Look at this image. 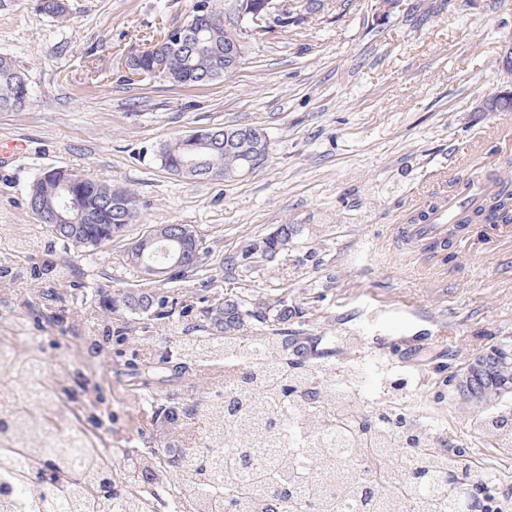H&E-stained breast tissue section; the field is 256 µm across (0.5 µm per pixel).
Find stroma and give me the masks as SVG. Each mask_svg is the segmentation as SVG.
<instances>
[{
    "label": "stroma",
    "mask_w": 512,
    "mask_h": 512,
    "mask_svg": "<svg viewBox=\"0 0 512 512\" xmlns=\"http://www.w3.org/2000/svg\"><path fill=\"white\" fill-rule=\"evenodd\" d=\"M69 15L38 0H0V55L28 74L32 99L0 111V141L26 147L0 158V326L31 337L53 377L76 366L85 337L114 341L92 367L89 389L111 417L101 437L114 462L143 447L150 399L207 400L197 377L139 372L155 349L198 324L202 308L237 296L287 301L292 336L321 339L328 377L356 373L369 410L390 396L393 368L410 416L466 448L484 475H512V447L462 404L450 372L491 345L512 341V224H473L447 250L407 245L397 225L420 201L457 187L469 168L488 175L512 163V110L486 99L512 93L503 66L512 48V0H402L377 18L376 0H346L302 12L287 33L250 42L242 68L223 82L179 87L127 81L124 55L183 22L191 0H68ZM256 126L268 135L266 163L246 177L197 182L171 175L163 144L209 127ZM64 167L118 182L138 213L123 240L77 249L53 238L28 209L43 172ZM190 224L210 252L196 276L159 283L189 306L163 321L118 309L103 316L96 289L146 282L120 256L149 227ZM296 234L274 259L241 268L246 249L280 225ZM359 337L346 348L341 339Z\"/></svg>",
    "instance_id": "stroma-1"
}]
</instances>
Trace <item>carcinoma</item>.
<instances>
[{
    "label": "carcinoma",
    "instance_id": "obj_1",
    "mask_svg": "<svg viewBox=\"0 0 512 512\" xmlns=\"http://www.w3.org/2000/svg\"><path fill=\"white\" fill-rule=\"evenodd\" d=\"M40 9L58 19L68 14L65 0H40ZM201 39L179 52L162 49L166 66L160 78L180 86H198L203 75L212 84L223 81L224 30L206 28ZM130 66L151 78L154 57H134ZM26 85V71L0 56V110L26 108L31 101ZM215 131L216 148L203 151L199 168L214 164L225 174L237 171L242 157L224 150V128ZM190 152L186 137H178L161 148L160 164L172 175L200 180V175L180 172ZM503 174L502 189L457 228L512 224V171ZM70 179L81 209L77 232L52 222L53 212L63 205L58 184ZM127 196L133 193L125 187L95 179L79 182L73 171L62 169L32 182L27 205L54 238L94 249L124 237L136 212H126L116 201ZM172 228L186 239L195 238L196 252L171 278L193 276L201 271L209 246L189 224ZM293 235L294 227L285 225L268 236L269 254L286 249ZM98 296L106 310L139 308L153 321L168 319L172 312L169 297L153 290L112 293L101 287ZM201 315L205 324L198 326L199 334L177 336L174 346L160 348L147 373L157 375L169 366L195 373L215 389L205 402L160 403L151 420L167 429V449L192 435L182 424L185 418L204 426L205 444L183 449L178 460L154 448L134 449L125 456L122 474L114 472L103 441L82 421L84 406L95 405L98 397L88 393L80 372L63 366L46 382L36 372L42 365L36 350L0 356V377L24 381L21 396L0 407V512H158L166 507L157 495L146 500L147 486L158 492L187 490L183 512H225L228 504L234 512H270L275 500L278 512H459L451 477L470 472V456L463 448L448 447L437 430L405 412L397 401L401 379L391 380L393 398L374 414L358 405L344 406L335 382L324 378V352L316 340L300 338L301 352L295 359L288 357L279 328L293 317L287 303L271 307L231 297L202 309ZM250 323L267 331L246 344L240 331ZM110 340L86 337L84 359L98 358ZM484 425L512 445V430L503 416L491 413ZM333 431L353 447L369 449V462L380 458V449L404 441L409 449L405 473L412 481L384 463L372 479L375 496L364 498L365 477L345 462L336 443L320 438Z\"/></svg>",
    "mask_w": 512,
    "mask_h": 512
}]
</instances>
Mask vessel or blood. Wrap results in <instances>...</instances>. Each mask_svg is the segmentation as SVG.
Returning a JSON list of instances; mask_svg holds the SVG:
<instances>
[{"label":"vessel or blood","mask_w":512,"mask_h":512,"mask_svg":"<svg viewBox=\"0 0 512 512\" xmlns=\"http://www.w3.org/2000/svg\"><path fill=\"white\" fill-rule=\"evenodd\" d=\"M466 196L448 195L437 206L427 208L424 221L418 224H405L400 228L402 237L408 242L422 240H444L448 237V227L456 223L459 213L464 209L481 206L485 197L492 191L493 185L485 177H471L466 181Z\"/></svg>","instance_id":"vessel-or-blood-1"}]
</instances>
